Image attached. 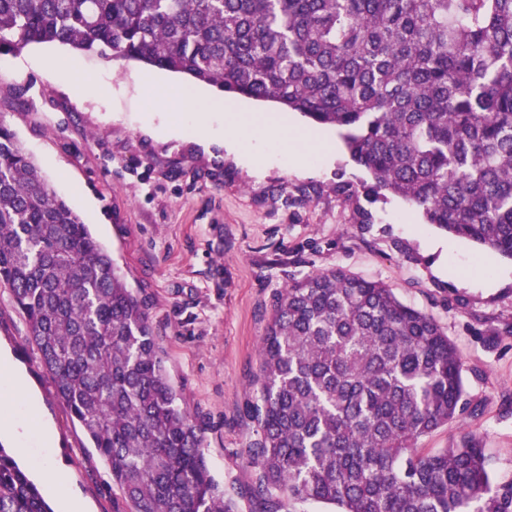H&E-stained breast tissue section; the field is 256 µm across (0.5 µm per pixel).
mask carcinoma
Instances as JSON below:
<instances>
[{"label":"carcinoma","instance_id":"cac0c4a2","mask_svg":"<svg viewBox=\"0 0 512 512\" xmlns=\"http://www.w3.org/2000/svg\"><path fill=\"white\" fill-rule=\"evenodd\" d=\"M59 43L345 130L377 197L512 258V0H0V55ZM0 286L133 512H234L146 299L0 124ZM430 315L341 268L278 294L245 415L263 512H512L484 449L424 453L464 394ZM0 512H52L0 446Z\"/></svg>","mask_w":512,"mask_h":512}]
</instances>
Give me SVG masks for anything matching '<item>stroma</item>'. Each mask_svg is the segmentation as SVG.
<instances>
[{
	"mask_svg": "<svg viewBox=\"0 0 512 512\" xmlns=\"http://www.w3.org/2000/svg\"><path fill=\"white\" fill-rule=\"evenodd\" d=\"M48 50L74 59V68L32 67L37 45L0 55V123L80 213L127 287L148 298L179 403L199 422L209 466L236 512H261L248 492L254 433L243 406L274 299L292 280L337 267L386 283L402 303L433 316L462 357L465 408L420 447L437 451L473 438L494 483H512V259L424 223L398 197L366 194L370 177L337 129L207 87L224 104L333 145L319 171L277 159L257 177L222 143L204 149L162 135L172 113L150 104L142 81L148 66L54 44ZM147 126L159 135L144 134ZM343 183L351 191L339 192ZM434 239L447 242V257L432 251ZM500 269L509 275L492 288L462 280ZM25 336V319L0 286V347L39 395L71 492L86 512H131Z\"/></svg>",
	"mask_w": 512,
	"mask_h": 512,
	"instance_id": "35a3bbf8",
	"label": "stroma"
}]
</instances>
